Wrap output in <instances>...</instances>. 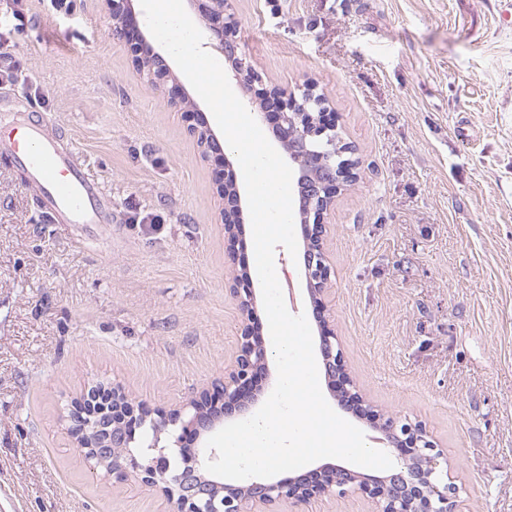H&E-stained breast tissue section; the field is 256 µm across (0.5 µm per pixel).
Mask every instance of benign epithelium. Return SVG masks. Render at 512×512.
<instances>
[{"label":"benign epithelium","mask_w":512,"mask_h":512,"mask_svg":"<svg viewBox=\"0 0 512 512\" xmlns=\"http://www.w3.org/2000/svg\"><path fill=\"white\" fill-rule=\"evenodd\" d=\"M189 3L204 23L212 47L224 56L231 78L255 98L276 106L274 113L262 109L253 116L260 125L273 124L275 137L287 150L293 168L307 292L320 329L324 375L342 402L356 408L358 414L374 419L373 429L381 434L380 440L397 451L403 467L385 480L360 476L338 466L321 467L288 479L245 484L208 476L205 462L217 459V452L199 447L197 440L223 424L229 410L244 412L252 406L253 386L267 364L266 342L256 326L254 291L248 278L235 273L229 291L239 311L240 336L234 362L224 367V377L195 398L168 410L135 404L125 388L114 383L108 397L112 404L110 419L98 404L103 385L93 386L72 402L69 432L77 448L96 471L106 457H112V467L106 470V475L118 482L131 476L158 489L169 505V512H254L252 507L257 504L264 506L265 512H279L277 507L283 503L306 505L345 486L371 499L376 512H456L459 487L448 467L440 465L443 452L434 451L435 444L422 424L404 423L398 427L393 419L366 403L347 370L340 343L330 327L334 312L324 301L331 272L325 252L330 231L328 218L338 194L355 180L357 169L356 160L343 159L344 154L354 153L353 148L336 141V113L328 111L329 100L314 82L305 83L296 91L263 83L246 63L237 42L238 18L232 0ZM105 7L112 20L113 36L127 48L133 68L147 78L150 86L171 83L169 106L185 113L190 111L193 104L164 58L146 36H134L137 18L131 0H105ZM196 117L197 122L189 129L200 158L207 162L217 158L216 194L225 248L233 259L246 248L241 237L243 206L237 175L220 159L223 145L210 124L201 114ZM171 427L180 430L174 438L180 460L178 468H171L168 456L162 452L152 457L136 452L138 448L159 447L161 436ZM147 429L151 431L149 439L144 435ZM111 448H119L121 453L111 456Z\"/></svg>","instance_id":"1"}]
</instances>
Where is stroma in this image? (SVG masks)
I'll use <instances>...</instances> for the list:
<instances>
[{"label":"stroma","mask_w":512,"mask_h":512,"mask_svg":"<svg viewBox=\"0 0 512 512\" xmlns=\"http://www.w3.org/2000/svg\"><path fill=\"white\" fill-rule=\"evenodd\" d=\"M508 0H236L265 83L316 81L357 177L330 215V301L368 402L421 423L462 512H512V22ZM0 0L26 70L11 86L76 144L108 224H54L0 160V512H162L93 474L63 414L95 382L167 408L237 349L231 261L210 163L165 87L112 38L104 0L69 13ZM159 225H152L153 216ZM285 304L312 317L302 262L275 249Z\"/></svg>","instance_id":"stroma-1"}]
</instances>
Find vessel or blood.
Returning a JSON list of instances; mask_svg holds the SVG:
<instances>
[{
    "instance_id": "b4317fda",
    "label": "vessel or blood",
    "mask_w": 512,
    "mask_h": 512,
    "mask_svg": "<svg viewBox=\"0 0 512 512\" xmlns=\"http://www.w3.org/2000/svg\"><path fill=\"white\" fill-rule=\"evenodd\" d=\"M0 155L25 171L52 223H111V198L90 177L73 142L42 120L26 121L0 135Z\"/></svg>"
}]
</instances>
